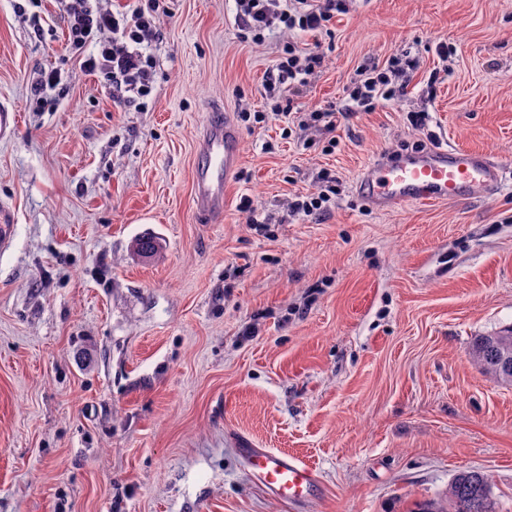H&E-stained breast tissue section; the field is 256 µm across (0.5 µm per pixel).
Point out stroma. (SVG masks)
<instances>
[{
    "instance_id": "stroma-1",
    "label": "stroma",
    "mask_w": 512,
    "mask_h": 512,
    "mask_svg": "<svg viewBox=\"0 0 512 512\" xmlns=\"http://www.w3.org/2000/svg\"><path fill=\"white\" fill-rule=\"evenodd\" d=\"M0 0V512H416L460 469L512 512V386L468 357L512 325V0H351L330 34L240 41L234 0H171L153 99L117 107L66 48L61 0L43 34ZM326 58L295 100L340 101L358 67L420 56L407 96L353 112L334 152L317 129L240 125L242 166L224 218L193 206L208 114L261 110L285 42ZM451 44L432 97V50ZM67 75L56 109L27 106L34 68ZM504 165L494 194L366 207L367 163L421 140ZM330 170L329 213L290 216ZM251 197L271 224L239 210ZM158 238L152 258L133 242ZM296 455L319 491L286 502L247 449Z\"/></svg>"
}]
</instances>
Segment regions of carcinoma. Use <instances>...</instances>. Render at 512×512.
Returning a JSON list of instances; mask_svg holds the SVG:
<instances>
[{
  "instance_id": "1",
  "label": "carcinoma",
  "mask_w": 512,
  "mask_h": 512,
  "mask_svg": "<svg viewBox=\"0 0 512 512\" xmlns=\"http://www.w3.org/2000/svg\"><path fill=\"white\" fill-rule=\"evenodd\" d=\"M512 353V326L473 339L470 360L496 381L512 385V361L505 355ZM419 512H497V502L487 475L479 470H463L448 483L446 505L435 501L425 503Z\"/></svg>"
}]
</instances>
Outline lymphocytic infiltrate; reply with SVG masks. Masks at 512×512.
I'll list each match as a JSON object with an SVG mask.
<instances>
[{
    "mask_svg": "<svg viewBox=\"0 0 512 512\" xmlns=\"http://www.w3.org/2000/svg\"><path fill=\"white\" fill-rule=\"evenodd\" d=\"M64 2L68 47L80 68L95 75L115 102L146 107L155 78L150 47L160 38L161 21L168 12L165 0H137L132 9L116 12L90 6L89 0ZM345 9L346 0H236V23L241 39L258 42L279 29L326 30ZM324 59L321 44L303 50L294 43L285 44L276 63L264 74L265 110L241 113V121L261 124L271 118H290L295 98ZM418 67V58L408 52L382 63H366L344 98L308 112L299 128L314 124L334 134L348 113L371 112L380 103L406 96L409 76Z\"/></svg>",
    "mask_w": 512,
    "mask_h": 512,
    "instance_id": "1",
    "label": "lymphocytic infiltrate"
}]
</instances>
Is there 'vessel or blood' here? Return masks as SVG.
<instances>
[{
    "instance_id": "vessel-or-blood-1",
    "label": "vessel or blood",
    "mask_w": 512,
    "mask_h": 512,
    "mask_svg": "<svg viewBox=\"0 0 512 512\" xmlns=\"http://www.w3.org/2000/svg\"><path fill=\"white\" fill-rule=\"evenodd\" d=\"M241 133L228 118H210L198 141L194 204L199 214L221 217L224 189L241 166ZM503 169L487 154L457 147H433L375 159L359 174L355 190L366 206L388 210L404 203L489 195ZM253 476L285 501L305 500L318 490L315 472L300 459L264 448L248 449Z\"/></svg>"
}]
</instances>
